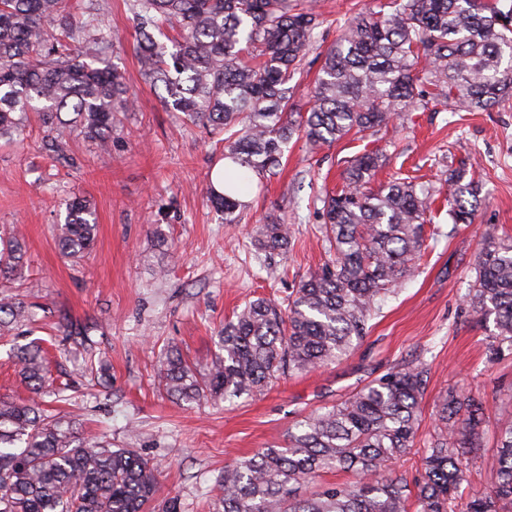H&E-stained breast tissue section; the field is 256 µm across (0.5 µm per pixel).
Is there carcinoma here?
I'll list each match as a JSON object with an SVG mask.
<instances>
[{"instance_id":"carcinoma-1","label":"carcinoma","mask_w":512,"mask_h":512,"mask_svg":"<svg viewBox=\"0 0 512 512\" xmlns=\"http://www.w3.org/2000/svg\"><path fill=\"white\" fill-rule=\"evenodd\" d=\"M142 72L170 112L224 134L233 177L212 184L206 199L226 224L242 220L243 188L276 174L288 143L303 133L312 148L351 132L389 131L407 112L441 101L487 111L512 96V7L498 0H388L337 26L336 41L309 91L307 112L294 108L291 86L301 56L323 20L305 0H130ZM180 33L167 50L161 24ZM112 33L93 3L0 0V137L23 142L33 112L49 149L63 154L76 133L102 150L112 114L132 101L109 53ZM378 151L352 157L340 192L323 199L330 258L288 295L286 307L259 297L218 331L219 352L200 373L177 349L161 364L171 398L193 404L251 395L290 372L338 361L360 344L383 299L413 274L436 190L394 176L374 190L384 165ZM482 184L465 167L448 178V216L471 223ZM97 224L90 203H67L58 246L78 259ZM289 227L273 217L258 228V247L284 252ZM18 232L0 238V277L22 267ZM493 318L487 343L494 361L512 355V239L490 229L478 252L467 298ZM32 317L25 302L0 297V329ZM57 332L66 352H88L90 328L68 316ZM25 400L0 398V512H144L153 497L154 465L130 448L112 450L79 436L42 407L50 386L38 341L17 348ZM427 368L402 362L341 402L297 422L285 448H263L225 466L213 512H512V422L497 437L498 467L488 490L463 499L467 463L482 443V402L449 391L436 409L438 430L424 448L414 482L389 468L414 447ZM324 470L350 471V483L311 496L299 485Z\"/></svg>"}]
</instances>
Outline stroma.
I'll return each instance as SVG.
<instances>
[{"label":"stroma","instance_id":"35a3bbf8","mask_svg":"<svg viewBox=\"0 0 512 512\" xmlns=\"http://www.w3.org/2000/svg\"><path fill=\"white\" fill-rule=\"evenodd\" d=\"M311 2L324 23L301 62L295 102L303 111L337 20L379 0ZM99 7L112 30L110 60L133 93L132 108L112 120L110 151L74 135L57 157L34 116L24 145L0 140V231L19 229L25 241L17 295L35 306L30 335L54 343L63 314L92 323L93 351L110 364L106 388L84 378L82 358L51 364L57 381L80 385L58 411L79 434L151 460L158 483L147 512H165L172 498L180 512H212L217 481L233 459L285 444L300 418L416 358L428 366L427 385L416 443L397 470L419 474L436 404L455 389L485 400L483 446L468 475L471 489L488 488L498 431L512 420V355L487 361L494 324L469 312L466 300L486 230L512 237V99L486 112L434 102L406 113L388 134L354 132L316 152L294 136L283 169L253 183L241 223L227 224L203 194L223 158L220 136L162 106L139 65L129 0H99ZM366 150L387 157L373 185L400 170L441 196L417 272L385 299L363 343L340 362L280 377L231 404L168 397L158 386L167 347L205 369L218 351V330L246 301L286 298L327 260L323 198L341 187L346 160ZM462 165L482 181L483 201L472 223L455 226L443 193ZM75 197L90 201L97 219L93 248L77 264L61 255L53 233ZM279 215L291 226L284 256L259 250L255 239L258 224Z\"/></svg>","mask_w":512,"mask_h":512}]
</instances>
